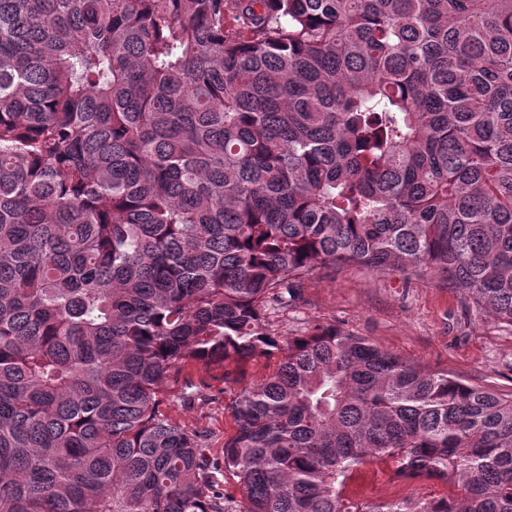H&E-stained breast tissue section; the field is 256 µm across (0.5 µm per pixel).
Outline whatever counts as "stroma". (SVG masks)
Here are the masks:
<instances>
[{
	"instance_id": "35a3bbf8",
	"label": "stroma",
	"mask_w": 512,
	"mask_h": 512,
	"mask_svg": "<svg viewBox=\"0 0 512 512\" xmlns=\"http://www.w3.org/2000/svg\"><path fill=\"white\" fill-rule=\"evenodd\" d=\"M302 293V303L271 310L268 321L275 335L287 337L332 324L424 368L512 392V330L465 307L440 279L409 281L397 272L376 274L351 267L331 276L311 273ZM239 390V385L217 382L210 397L191 407L167 397L161 410L180 424L207 429L210 454L219 459L224 437L233 428L229 406ZM392 470L390 460H368L354 468L343 493L378 505L444 497L450 491L437 481H395Z\"/></svg>"
}]
</instances>
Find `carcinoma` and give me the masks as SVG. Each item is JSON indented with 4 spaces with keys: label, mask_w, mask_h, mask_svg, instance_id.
Returning <instances> with one entry per match:
<instances>
[{
    "label": "carcinoma",
    "mask_w": 512,
    "mask_h": 512,
    "mask_svg": "<svg viewBox=\"0 0 512 512\" xmlns=\"http://www.w3.org/2000/svg\"><path fill=\"white\" fill-rule=\"evenodd\" d=\"M351 266L512 328V0H0V512H512V393L268 328ZM212 397L202 398L190 408L181 406L176 398H164L160 409L172 420L189 427L205 428L210 433V454L222 459L224 436L232 432L233 421L229 405L240 391L241 384H222L214 382ZM393 462L371 459L354 468L343 494L360 503L417 502L447 496L450 487L437 481L398 482L392 479Z\"/></svg>",
    "instance_id": "1"
}]
</instances>
